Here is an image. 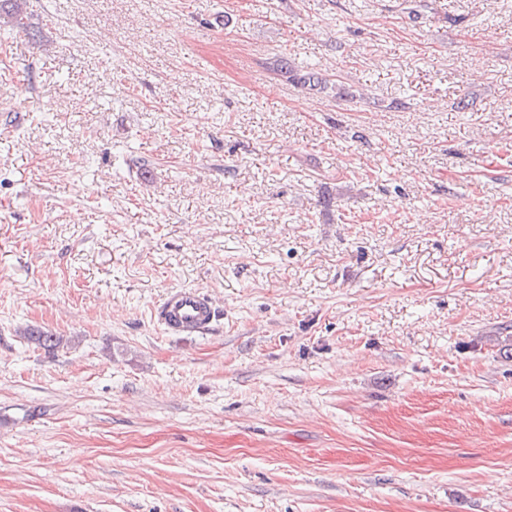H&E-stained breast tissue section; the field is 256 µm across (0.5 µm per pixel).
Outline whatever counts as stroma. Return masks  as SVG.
<instances>
[{
  "label": "stroma",
  "mask_w": 512,
  "mask_h": 512,
  "mask_svg": "<svg viewBox=\"0 0 512 512\" xmlns=\"http://www.w3.org/2000/svg\"><path fill=\"white\" fill-rule=\"evenodd\" d=\"M417 2L0 16V512H512V0ZM153 317L172 334L202 333L212 321L213 307L209 298L196 289H175L168 293Z\"/></svg>",
  "instance_id": "obj_1"
}]
</instances>
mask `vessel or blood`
I'll return each mask as SVG.
<instances>
[{"label":"vessel or blood","instance_id":"obj_1","mask_svg":"<svg viewBox=\"0 0 512 512\" xmlns=\"http://www.w3.org/2000/svg\"><path fill=\"white\" fill-rule=\"evenodd\" d=\"M154 317L169 333H200L211 323L213 307L209 298L198 290L175 289L168 293Z\"/></svg>","mask_w":512,"mask_h":512}]
</instances>
